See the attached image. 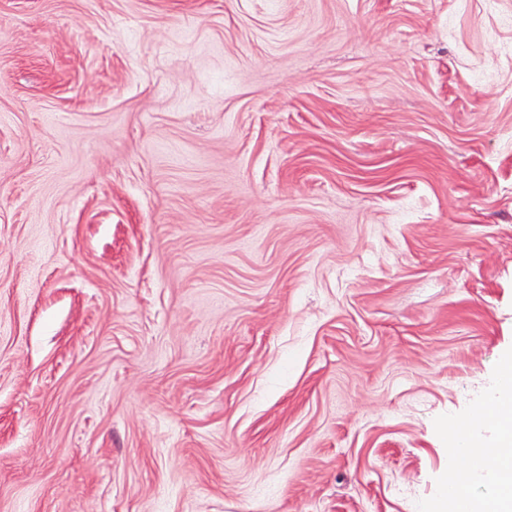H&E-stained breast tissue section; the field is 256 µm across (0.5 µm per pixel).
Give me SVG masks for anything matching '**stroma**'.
I'll return each instance as SVG.
<instances>
[{
    "label": "stroma",
    "instance_id": "obj_1",
    "mask_svg": "<svg viewBox=\"0 0 512 512\" xmlns=\"http://www.w3.org/2000/svg\"><path fill=\"white\" fill-rule=\"evenodd\" d=\"M512 349V0H0V512H432Z\"/></svg>",
    "mask_w": 512,
    "mask_h": 512
}]
</instances>
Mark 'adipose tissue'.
<instances>
[{
  "mask_svg": "<svg viewBox=\"0 0 512 512\" xmlns=\"http://www.w3.org/2000/svg\"><path fill=\"white\" fill-rule=\"evenodd\" d=\"M488 419L467 425L462 448L456 449L457 469L439 512H512V376L496 373L485 401ZM482 482L487 492L469 494L473 482Z\"/></svg>",
  "mask_w": 512,
  "mask_h": 512,
  "instance_id": "1",
  "label": "adipose tissue"
}]
</instances>
